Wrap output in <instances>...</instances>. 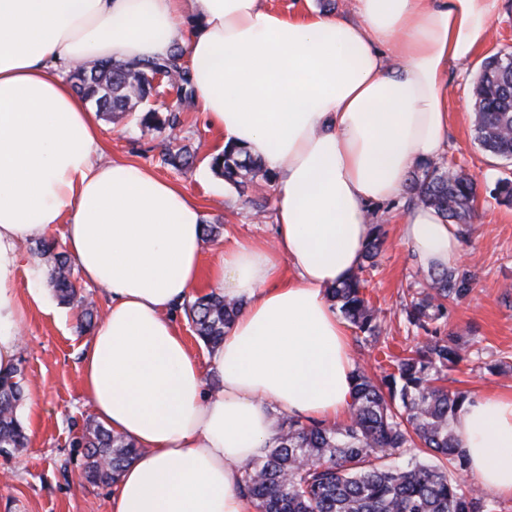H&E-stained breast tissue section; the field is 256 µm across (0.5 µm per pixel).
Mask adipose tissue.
Returning <instances> with one entry per match:
<instances>
[{
    "label": "adipose tissue",
    "instance_id": "obj_1",
    "mask_svg": "<svg viewBox=\"0 0 512 512\" xmlns=\"http://www.w3.org/2000/svg\"><path fill=\"white\" fill-rule=\"evenodd\" d=\"M354 3L351 20L269 0H0V374L21 346L19 246L65 225L83 279L110 299L83 349V395L141 449L111 512H250L241 469L274 444L276 412L348 414V334L327 292L362 260L370 205L445 152L448 70L477 56L502 8ZM179 43L209 125L279 178L272 245L235 244L211 269L243 308L203 361L173 320L200 278L199 204L133 161L100 160L96 113L67 79L83 61L161 59ZM401 235L425 269L461 259L434 209L405 213ZM453 430L477 484L511 497L512 395L464 404Z\"/></svg>",
    "mask_w": 512,
    "mask_h": 512
}]
</instances>
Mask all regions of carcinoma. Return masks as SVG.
Returning <instances> with one entry per match:
<instances>
[{
    "label": "carcinoma",
    "mask_w": 512,
    "mask_h": 512,
    "mask_svg": "<svg viewBox=\"0 0 512 512\" xmlns=\"http://www.w3.org/2000/svg\"><path fill=\"white\" fill-rule=\"evenodd\" d=\"M184 49L175 48L168 60L117 63L96 59L76 68L71 79L77 92L96 110L117 116L134 112L148 102L157 73L177 84L180 106L194 105L189 73L177 65ZM474 139L500 161L501 176L495 198L512 204V52L498 51L481 63L473 87ZM142 128L173 129L176 117L160 108H147L139 118ZM195 155L181 149L167 151L162 163L174 168L193 164ZM210 168L241 190L255 188L257 177L269 179L261 160L245 147L228 143L210 155ZM476 183L467 174L432 161L409 179L406 204L431 207L465 235L472 223ZM382 246L381 227L372 225L363 261L375 265ZM46 240L37 250L51 254V284L60 299L77 296L71 258L54 252ZM364 266L329 289L331 302L363 334L377 342L382 333L378 309L363 293ZM426 287L406 304L408 322L424 332L422 340L396 358L394 371L375 381L359 368L353 373L354 397L349 417L336 425L286 415L279 435L265 454L248 460L239 482L241 493L256 512H485L482 496L463 489L460 476L467 461L452 422L468 395L451 392L434 382L466 357V348L453 336H441L433 324L447 318L448 305L466 299L475 274L464 265L429 271ZM242 303L212 291L184 303L194 333L209 349L224 339ZM21 371L0 378V453L8 455L28 443L20 417L24 397ZM76 445L84 449L83 475L94 484L115 483L140 449L99 424L86 425ZM406 448H423L448 466L411 462L391 468L386 460Z\"/></svg>",
    "instance_id": "obj_1"
}]
</instances>
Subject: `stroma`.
Here are the masks:
<instances>
[{
	"label": "stroma",
	"instance_id": "1",
	"mask_svg": "<svg viewBox=\"0 0 512 512\" xmlns=\"http://www.w3.org/2000/svg\"><path fill=\"white\" fill-rule=\"evenodd\" d=\"M512 48V0H503L491 35L476 59L448 71V164L473 175L477 182L475 218L461 242L463 264L476 275L471 295L448 308L438 323L441 335H454L465 344L468 357L449 370L446 385L473 396L512 393V206L500 205L490 192L499 175L496 159L472 138V114L464 103L483 58L498 49ZM178 91L161 84L154 104L177 113V139L164 131H145L135 116L112 120L100 116L103 159H131L159 177L177 183L196 199L202 221L219 228L205 243L204 265L216 261L234 241L271 242L276 181L261 182L269 206L257 214L250 193L216 176L207 159L223 148V137L198 109L178 110ZM182 148L196 155L191 168L177 170L161 163L165 149ZM404 197L373 204L383 244L374 269L366 271L364 293L380 311L383 332L379 342H358L349 329L354 366L373 377L390 371V358L416 344L418 333L407 323L403 304L409 293L424 287L428 272L400 239ZM36 240L22 243L23 262L15 282L24 309L23 340L17 366L24 374L26 392L22 418L28 428V446L22 452L0 455V512H110L112 486L93 484L81 474L82 451L73 440L89 419L81 389V349L89 332L78 327L79 309L60 304L51 286V259L39 256ZM37 270L47 300L37 306L29 300V272Z\"/></svg>",
	"mask_w": 512,
	"mask_h": 512
}]
</instances>
